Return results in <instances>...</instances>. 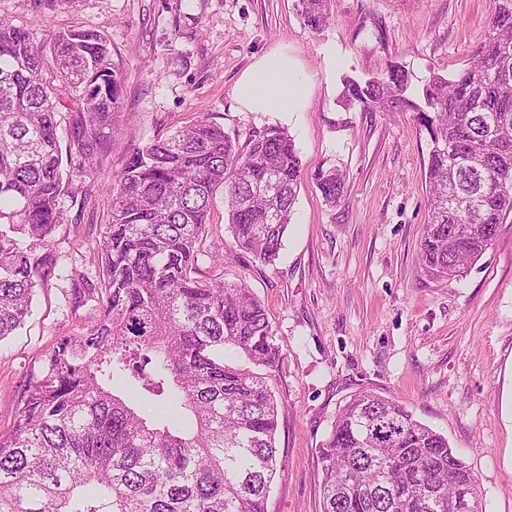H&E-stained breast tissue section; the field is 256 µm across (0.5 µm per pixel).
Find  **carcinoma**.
<instances>
[{
    "label": "carcinoma",
    "mask_w": 512,
    "mask_h": 512,
    "mask_svg": "<svg viewBox=\"0 0 512 512\" xmlns=\"http://www.w3.org/2000/svg\"><path fill=\"white\" fill-rule=\"evenodd\" d=\"M330 0H299L314 31ZM50 53L0 19V342L25 325L35 288L56 276L43 251L73 194L62 152L94 164L119 86L107 38L69 30ZM341 102L365 112H416L430 139L429 192L418 259L435 279L463 276L512 222V0H492L469 65L411 88L392 65L344 79ZM71 113L69 145L57 135ZM302 168L294 139L270 128L241 148L201 117L132 150L110 189L99 241L98 320L44 356L0 439V512H268L279 466V409L260 373L224 360L236 349L272 371L282 354L264 306L242 280L201 279L199 244L224 192L234 247L278 259ZM336 206L346 176L314 175ZM465 225L458 237L449 226ZM27 240V245L20 240ZM153 403L162 412L145 416ZM322 512H438L429 491L483 512L476 480L448 439L397 400L353 395L319 447Z\"/></svg>",
    "instance_id": "1"
}]
</instances>
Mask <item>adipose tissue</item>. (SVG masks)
Returning a JSON list of instances; mask_svg holds the SVG:
<instances>
[{"mask_svg":"<svg viewBox=\"0 0 512 512\" xmlns=\"http://www.w3.org/2000/svg\"><path fill=\"white\" fill-rule=\"evenodd\" d=\"M312 82L287 48L258 58L238 79L234 96L251 112H303Z\"/></svg>","mask_w":512,"mask_h":512,"instance_id":"ef3b65f1","label":"adipose tissue"}]
</instances>
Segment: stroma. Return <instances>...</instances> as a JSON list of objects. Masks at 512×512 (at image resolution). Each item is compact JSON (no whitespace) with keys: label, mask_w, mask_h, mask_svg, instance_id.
Returning <instances> with one entry per match:
<instances>
[{"label":"stroma","mask_w":512,"mask_h":512,"mask_svg":"<svg viewBox=\"0 0 512 512\" xmlns=\"http://www.w3.org/2000/svg\"><path fill=\"white\" fill-rule=\"evenodd\" d=\"M491 0H331L312 31L297 0H0V17L37 44L67 30L104 34L120 86L96 164L63 157L74 191L50 242L56 276L38 288L23 329L0 342V436L43 355L94 324L97 300L74 306L73 279L98 276L108 188L135 145L202 116L239 145L288 130L303 178L280 257L238 254L216 194L202 242L201 278L243 279L265 305L282 360L266 381L281 405L282 461L268 512H321L320 443L349 396L404 403L445 435L471 468L485 512H512V224L462 277L423 272L429 141L414 112L344 111L343 77L403 65L414 86L465 68L485 35ZM285 44L312 81L309 111L250 112L233 98L241 73ZM338 166L348 189L336 207L314 185Z\"/></svg>","instance_id":"stroma-1"}]
</instances>
